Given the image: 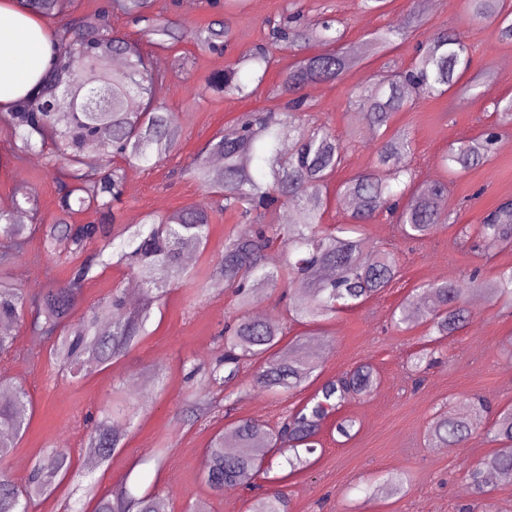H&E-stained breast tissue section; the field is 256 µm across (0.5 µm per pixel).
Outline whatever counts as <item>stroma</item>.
<instances>
[{"label":"stroma","instance_id":"35a3bbf8","mask_svg":"<svg viewBox=\"0 0 512 512\" xmlns=\"http://www.w3.org/2000/svg\"><path fill=\"white\" fill-rule=\"evenodd\" d=\"M291 1L308 16L322 9L339 21L345 43L355 46L362 59L343 81L304 90L315 105L317 122L331 128L348 147L346 166L330 184L324 225L344 221L340 183L374 163V138L360 109L350 102L353 90L379 79L391 64L409 65L414 43L421 38L413 33L411 40L379 57L368 52L370 33L404 19L410 7H418L428 19V30L447 28L465 38L471 47V71L484 73L485 78L474 100L461 104L448 95L430 98L395 116L394 127L405 128L411 137L413 152L407 162L417 181L447 180L444 206L450 219L426 239L411 242L387 216H378L364 226L363 233L375 248L394 251L401 264L399 280L378 297L319 325L318 335H311L309 326L289 323L291 349L317 363L320 380L367 364L378 372L380 385L371 394L349 399L339 411L340 416L356 420L355 436L343 438L333 423H326L319 435L322 452L314 464L295 473L285 464L274 468L275 486L290 498L292 512H456L458 504L470 499L469 471L501 446L477 433L447 452L428 447L425 428L440 408L467 413L477 395L493 407H512V384L507 381L512 360L503 352L504 343L512 338V312L492 305L479 293L467 292L469 322L438 343V362L419 377L410 358L423 348L426 326L397 331L389 322L393 310L412 299L415 287L423 283L448 280L462 285L472 268L492 279L512 266V250L485 258L461 233L463 226H476L498 205L512 201V129L503 130L489 161L480 167L451 177L441 162L449 144L480 136L496 120V103L512 97V70L501 65L503 59L512 58V43L498 41L494 23L473 21L463 0H388L383 10L372 12L363 11L359 0H236L224 11L235 50L260 43L265 37L264 20L280 14ZM158 4L181 26L179 42L153 48L152 54L155 65L170 73L165 105L177 113L184 137L180 151L157 167L126 168V194L116 221L120 228L152 212L170 213L200 202L204 192L186 168L204 144L245 113L276 112L283 104L273 91L279 81L276 65L249 99L227 100L206 92L208 74L222 68L225 59L196 44V29L211 18L205 0H158ZM195 88L200 96L193 101L189 93ZM12 141L0 118V208L10 207L15 191L23 188L37 194L44 220H52L57 190L46 174L43 157L14 159ZM235 230L230 220L214 215L208 249L195 254L189 279L154 303L147 335L107 367L76 378L61 374L28 326H12L18 350L0 358V372L23 386L34 405L27 431L0 463L12 479L25 482L47 449L64 448L71 454L73 475L95 480L100 493H111L123 483L135 495L158 492L165 512H186L197 502L205 503L206 512H243L246 491L218 492L202 480L200 464L209 438L239 419L257 418L277 426L310 390L267 393L257 386L254 369L247 367L236 378V393L225 407L222 392L207 380L206 372L219 354L217 333L235 311L231 292L212 286L209 261L212 251ZM10 274L22 288L34 291L65 280L67 269L46 257L35 239L17 255ZM187 360L200 369L190 381L183 368ZM116 391L144 402V411L128 427L124 445L110 464L88 465L85 417L97 414ZM202 397L216 400V408L207 419L188 420L187 409ZM393 471L407 475L405 493L368 497L367 488L381 484Z\"/></svg>","mask_w":512,"mask_h":512}]
</instances>
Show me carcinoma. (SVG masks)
I'll return each instance as SVG.
<instances>
[{
  "label": "carcinoma",
  "instance_id": "carcinoma-1",
  "mask_svg": "<svg viewBox=\"0 0 512 512\" xmlns=\"http://www.w3.org/2000/svg\"><path fill=\"white\" fill-rule=\"evenodd\" d=\"M156 0H109L97 22L81 19L62 24L54 38L59 55L54 67L41 79L37 90L16 101L6 113L13 136L12 156L22 160L43 153L46 171L57 184V215L50 224H17L14 212L38 214L36 197L23 193L13 209L0 210V324L18 323L31 317L30 327L49 355L65 371L89 373L128 354L146 334L155 299L178 286L186 277V251H204L209 245L211 216L223 213L240 227L212 255L211 278L236 299L239 315L224 323L221 354L211 367L209 382L229 388L246 366L256 369L257 385L268 392L286 393L317 380V366L286 351L283 341L288 326L253 318L249 309L257 293L292 279L312 283L304 297L290 296L292 317L320 325L336 313L351 310L391 287L400 276L396 257L372 249L352 235V228L387 214L408 239L421 240L448 221L441 203L447 182L418 183L405 163L413 145L408 135L391 129L392 117L408 112L419 101L451 94L466 100L478 95L479 78H466L471 57L464 37L438 29L420 42L411 65L400 69L388 83H370L360 90L356 104L375 130V162L340 188L347 208L346 223L324 228L329 204L330 179L346 160V147L325 125L311 115L314 104L303 94L312 82H336L358 67V55L343 43V33L330 18L303 19L300 13H282L269 19L266 40L243 50L212 71L205 89L229 100L253 96L249 78L262 83L276 61L273 50L293 58L281 71L276 92L285 99L278 112H252L236 128L216 134L190 164V173L210 201L169 214L146 215L139 224L123 228L122 242L110 241L115 210L123 203L124 170L148 169L178 152L183 129L176 113L163 105L168 72L154 66L143 43L112 28L111 17L123 15L144 24L146 42L164 47L177 39L174 22L155 9ZM19 10L43 18H56L71 7L68 0H16ZM469 14L478 21L497 24L501 39L512 41V10L507 0H466ZM231 31L222 16L197 31L202 49L227 48ZM408 30L389 25L372 35L369 48L381 53L404 43ZM68 111L58 125L54 106ZM497 122L478 138L452 143L443 158L448 172L458 174L483 165L499 138V130L512 126V97L496 104ZM288 138V155L281 141ZM95 145L104 166L97 174L83 171L86 149ZM95 209L97 224H72L73 216ZM282 208L292 210L294 220L275 222ZM41 233L44 253L55 259L84 250L91 257L70 268L66 280L37 292L14 283L9 269L28 239ZM275 246L286 251L283 265L271 267L267 252ZM512 247V207L500 205L477 225L472 248L489 251ZM99 265L124 266L144 287L145 302L128 307L123 289H112L104 304L82 317L75 310L82 301L83 286L94 278ZM468 289L492 301L512 302V267L493 281L473 275ZM415 305L400 304L392 314L393 326L407 330L421 320L443 338L454 335L469 321L465 289L448 281L417 287ZM377 387V375L360 365L342 376L324 381L310 397L289 410L276 428L257 419H243L216 433L204 449L202 476L216 491L240 487L253 491L259 480L269 478L276 455L288 452L291 470L310 464L317 452L316 436L326 421L355 395H368ZM141 406L114 398L91 420L86 447L103 464L123 447L126 426ZM485 399L475 397L467 416L451 410L436 413L427 425L432 448H453L478 429L486 438L512 447V408L487 416ZM32 404L19 385L0 379V426L12 430L0 435V460L14 440L29 426ZM71 458L57 449L44 455L21 485L0 472V512H30L32 504L52 493L71 475ZM495 472L512 481V453H494L481 459L468 475L472 498L487 493L486 476ZM403 473L391 475L372 494L404 491ZM77 502L94 503L93 512H162L155 492L140 496L123 487L112 496L98 495L94 483L77 484ZM246 512H291L290 500L281 490L252 496Z\"/></svg>",
  "mask_w": 512,
  "mask_h": 512
}]
</instances>
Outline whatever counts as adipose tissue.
<instances>
[{"label":"adipose tissue","mask_w":512,"mask_h":512,"mask_svg":"<svg viewBox=\"0 0 512 512\" xmlns=\"http://www.w3.org/2000/svg\"><path fill=\"white\" fill-rule=\"evenodd\" d=\"M53 55L50 29L40 17L0 0V110L39 84Z\"/></svg>","instance_id":"1"}]
</instances>
